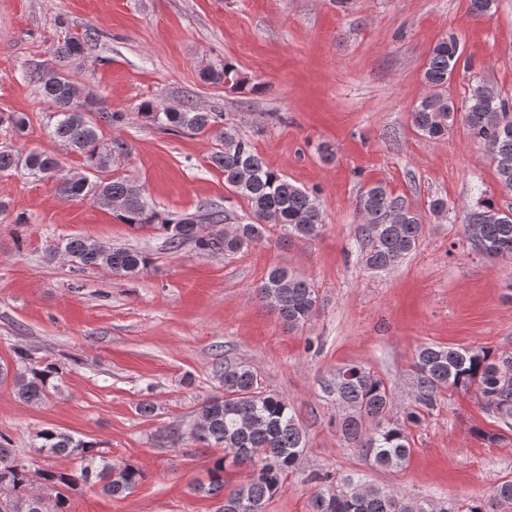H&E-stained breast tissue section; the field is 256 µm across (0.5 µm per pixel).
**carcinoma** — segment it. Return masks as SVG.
I'll return each instance as SVG.
<instances>
[{"label":"carcinoma","mask_w":512,"mask_h":512,"mask_svg":"<svg viewBox=\"0 0 512 512\" xmlns=\"http://www.w3.org/2000/svg\"><path fill=\"white\" fill-rule=\"evenodd\" d=\"M91 33L58 42L56 55L63 62L81 56ZM469 67L462 58L457 39L450 35L431 50L424 70L430 93L411 113L414 127L430 139L448 132L456 112L454 101L445 95L448 81L458 66ZM203 78L212 84H227L238 93L256 86L241 77L230 60L211 66ZM41 92L50 105L51 134L66 149L78 154L83 172L63 180L61 195L71 199L90 197L112 210L123 224L133 228L151 227L164 237L167 250L179 252L190 245L203 254L237 253L268 238L273 228L292 237L313 239L325 225L317 192L301 189L272 167L257 152L252 140L226 122L222 112H202L189 102L175 109H159L147 100L137 116L167 131L203 134L211 141L208 162L224 174V185L247 202L248 222L225 226L224 208L209 203L192 215L175 217L157 208L143 191L115 172L124 143H105L97 121L110 126L125 123L127 114L111 112L89 96L65 68L47 69L36 75ZM465 122L471 137L482 144L495 163L500 182L512 189V98L478 81L470 86L465 105ZM28 117L24 113L1 112L0 126L19 135ZM60 169L59 159L31 149L0 148V174L23 173L38 180L50 179ZM367 221L357 225L352 249L371 271L384 272L398 266L412 253L422 236L423 225L405 198L389 192L377 182L365 189L356 203ZM466 230L472 250L487 258L512 257V203H497L485 193L468 205ZM48 260L65 257L79 272L106 270L113 275L132 276L149 261L146 253L71 237L46 250ZM259 300L276 312L288 328L306 325L318 311V295L311 284L285 266L273 265L256 287ZM16 372L14 394L23 403L45 402L56 364L32 350L14 351ZM414 403L394 414V397L385 382L365 367L340 368L325 386L336 396L344 413L337 427L350 447L361 449L378 467L401 469L413 448L409 430L437 408L442 394L451 389H476L485 408L503 425L512 428V354L485 349L425 344L415 353L413 363ZM221 378L224 391L203 400L197 412L205 414V425L189 439L204 447L218 448L207 479L192 491L206 498H222V512H266L270 501L282 490L286 476L296 469L307 448V436L295 419L288 398L261 389L256 372L243 362L224 363ZM40 443L34 451L47 457L71 456L79 460L73 471H55L21 464L12 448L11 437L0 432V512H69L66 491L83 484L97 487L113 498L134 492L146 473L129 463H115L100 443L76 438L45 428L36 433ZM249 468L248 479L226 489L224 471ZM512 505V480L502 482L486 502L477 501L468 512H500ZM310 512H447L429 503H417L403 495L378 487L361 485L360 490L324 483L310 500Z\"/></svg>","instance_id":"1"}]
</instances>
